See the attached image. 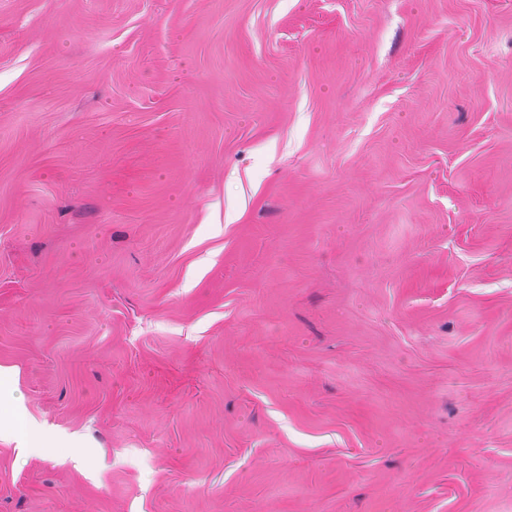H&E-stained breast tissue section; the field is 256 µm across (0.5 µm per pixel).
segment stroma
<instances>
[{
    "label": "stroma",
    "mask_w": 512,
    "mask_h": 512,
    "mask_svg": "<svg viewBox=\"0 0 512 512\" xmlns=\"http://www.w3.org/2000/svg\"><path fill=\"white\" fill-rule=\"evenodd\" d=\"M0 512H512V0H0ZM13 412L0 411V431H9V433L20 438L23 441L30 442L35 440L48 439V437L34 426L26 417L21 405L13 398Z\"/></svg>",
    "instance_id": "stroma-1"
}]
</instances>
